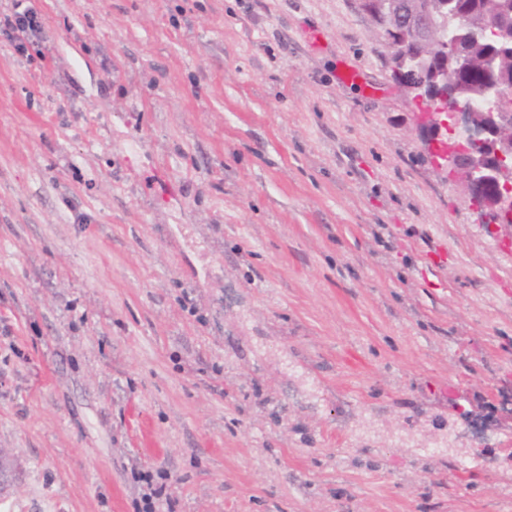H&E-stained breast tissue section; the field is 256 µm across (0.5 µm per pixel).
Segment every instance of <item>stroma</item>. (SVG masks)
I'll list each match as a JSON object with an SVG mask.
<instances>
[{
	"label": "stroma",
	"instance_id": "1",
	"mask_svg": "<svg viewBox=\"0 0 512 512\" xmlns=\"http://www.w3.org/2000/svg\"><path fill=\"white\" fill-rule=\"evenodd\" d=\"M32 5L50 58L0 36V512H512V245L381 27Z\"/></svg>",
	"mask_w": 512,
	"mask_h": 512
}]
</instances>
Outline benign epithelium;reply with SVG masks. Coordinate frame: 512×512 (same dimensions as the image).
Returning <instances> with one entry per match:
<instances>
[{"label": "benign epithelium", "mask_w": 512, "mask_h": 512, "mask_svg": "<svg viewBox=\"0 0 512 512\" xmlns=\"http://www.w3.org/2000/svg\"><path fill=\"white\" fill-rule=\"evenodd\" d=\"M357 8L399 34L389 44L393 79L405 88L416 107L430 99L440 112L416 113L419 133L433 150L446 178L458 184L477 214V223L494 226L512 239V91L502 81L490 88L498 111L482 112L461 104L448 81V71H417L431 47L436 16L406 0H355ZM453 124L455 138L443 131Z\"/></svg>", "instance_id": "1"}]
</instances>
